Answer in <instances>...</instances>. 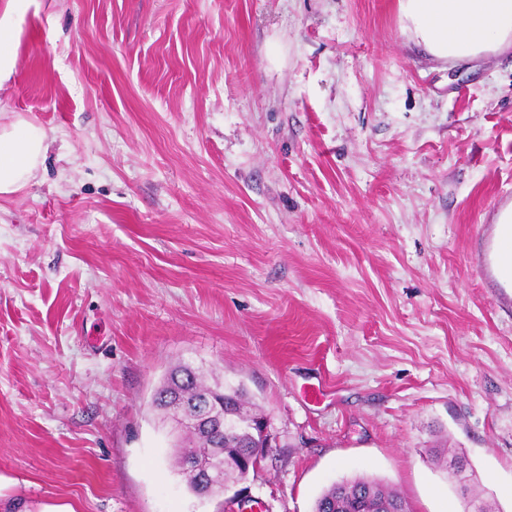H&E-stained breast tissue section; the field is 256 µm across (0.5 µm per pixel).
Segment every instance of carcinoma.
Returning a JSON list of instances; mask_svg holds the SVG:
<instances>
[{
    "instance_id": "obj_1",
    "label": "carcinoma",
    "mask_w": 512,
    "mask_h": 512,
    "mask_svg": "<svg viewBox=\"0 0 512 512\" xmlns=\"http://www.w3.org/2000/svg\"><path fill=\"white\" fill-rule=\"evenodd\" d=\"M207 394L213 397L219 408L237 418L236 426L221 434L226 454L248 453L261 443L257 429L252 427V423L258 419L256 405L245 388L241 385L230 388L218 384L211 386L203 375L189 366H180L170 373L154 393L153 405L158 407L165 400L171 403L184 399L192 401ZM213 443L210 435L188 427L178 445L176 464L188 490L194 494L198 491L202 475L186 469L188 462L202 461L206 464L215 490L224 488L229 482L245 479V472L224 468V458L217 456ZM448 454L451 455L449 465L456 471L454 478L462 497L480 499L472 485L474 471L464 453L450 448ZM387 506L408 512L405 500L387 482L375 476L361 475L325 489L317 497L313 512H356L358 509L363 512H380Z\"/></svg>"
}]
</instances>
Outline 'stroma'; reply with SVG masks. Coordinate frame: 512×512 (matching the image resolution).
Returning <instances> with one entry per match:
<instances>
[{
	"mask_svg": "<svg viewBox=\"0 0 512 512\" xmlns=\"http://www.w3.org/2000/svg\"><path fill=\"white\" fill-rule=\"evenodd\" d=\"M0 123L50 133L0 199V512H241L193 495L152 398L187 363L272 437L258 512L384 479L512 512V55L442 64L397 0H39ZM493 245V263L498 278L512 284V207L497 213ZM448 454L451 455L449 465L453 466L456 471V474L452 476L457 481L462 498H465V500L470 498L469 500L471 501L480 500L483 504H480L481 512H492V506L484 501L479 494L474 492L472 485L474 471L464 453L458 452L454 448H448Z\"/></svg>",
	"mask_w": 512,
	"mask_h": 512,
	"instance_id": "stroma-1",
	"label": "stroma"
}]
</instances>
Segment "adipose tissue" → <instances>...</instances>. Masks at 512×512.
<instances>
[{
  "mask_svg": "<svg viewBox=\"0 0 512 512\" xmlns=\"http://www.w3.org/2000/svg\"><path fill=\"white\" fill-rule=\"evenodd\" d=\"M34 0H0V86L17 68V47ZM402 32L430 57L457 63L512 50V0H397ZM50 135L23 116L0 125V197L26 188L47 151ZM493 263L512 284V207L496 218Z\"/></svg>",
  "mask_w": 512,
  "mask_h": 512,
  "instance_id": "adipose-tissue-1",
  "label": "adipose tissue"
}]
</instances>
